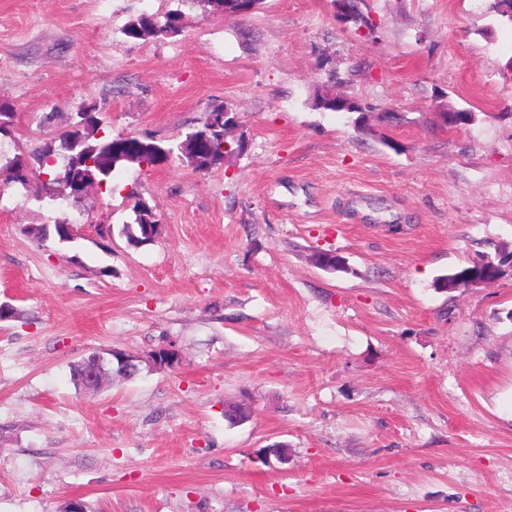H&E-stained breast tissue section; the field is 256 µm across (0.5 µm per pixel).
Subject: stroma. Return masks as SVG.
I'll list each match as a JSON object with an SVG mask.
<instances>
[{
    "label": "stroma",
    "instance_id": "obj_1",
    "mask_svg": "<svg viewBox=\"0 0 512 512\" xmlns=\"http://www.w3.org/2000/svg\"><path fill=\"white\" fill-rule=\"evenodd\" d=\"M362 9L375 30L335 0H0V167L82 106L165 142L221 100L244 136L221 167L128 163L76 201L0 182V512H512V272L436 285L512 251V24L494 0ZM175 10L178 35L123 34ZM322 60L361 111L314 109ZM138 199L161 230L135 247ZM62 219L74 240L31 233ZM162 347L171 367L94 395L71 374ZM275 443L288 464L262 462ZM203 6H211L225 17H245L252 14L263 0H199ZM498 257H499V259L501 258L502 260H506L509 257H512V251L501 250L494 256L482 255L479 258L473 260L468 266H465L454 273H451L442 278H439L437 280V285L440 289H446L448 291L453 290L452 288H449V287L454 285V279L456 276L459 275L460 272H471V273H475L477 275L483 276L484 270H485V267L483 266L484 260L487 258H491V259L495 260L496 262H498L499 261V259L497 260Z\"/></svg>",
    "mask_w": 512,
    "mask_h": 512
}]
</instances>
